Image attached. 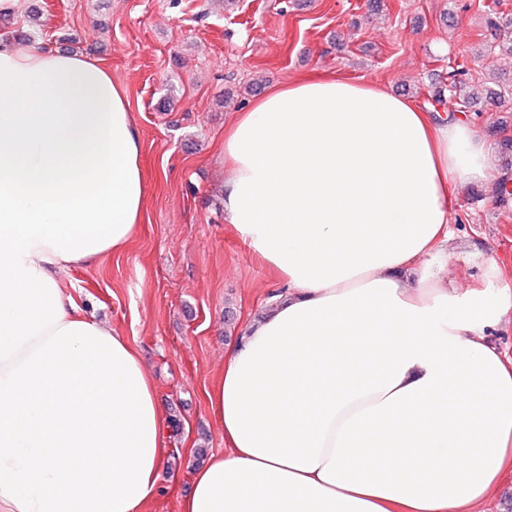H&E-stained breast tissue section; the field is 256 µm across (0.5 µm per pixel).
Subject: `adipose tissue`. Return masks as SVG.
Here are the masks:
<instances>
[{
    "label": "adipose tissue",
    "mask_w": 512,
    "mask_h": 512,
    "mask_svg": "<svg viewBox=\"0 0 512 512\" xmlns=\"http://www.w3.org/2000/svg\"><path fill=\"white\" fill-rule=\"evenodd\" d=\"M472 124L356 80L270 89L224 127V221L280 286L205 399L224 451L179 512H487L512 474V280L461 286ZM147 179L98 62L0 39V512H140L168 461L138 348L62 273L124 252Z\"/></svg>",
    "instance_id": "adipose-tissue-1"
}]
</instances>
